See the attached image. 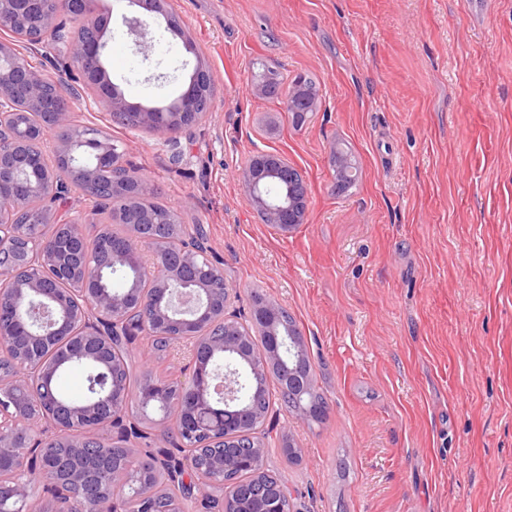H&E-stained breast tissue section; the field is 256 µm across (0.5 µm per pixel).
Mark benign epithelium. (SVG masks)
<instances>
[{"mask_svg": "<svg viewBox=\"0 0 512 512\" xmlns=\"http://www.w3.org/2000/svg\"><path fill=\"white\" fill-rule=\"evenodd\" d=\"M66 7L59 12H44L42 0H0V316L7 314L17 329L0 328V349L7 350L20 364L34 366L37 388L30 387L28 371L0 374V512H46L31 493V461L39 462L45 485L50 487L58 507L53 512H126L125 490L142 502V512H155L153 499L157 488L144 476L135 480L103 471L92 476L83 460L99 457L106 445L87 437L120 423L129 407L127 386L119 382L123 338L144 331L150 337L163 336L175 347L185 339H196L193 346L191 387L168 388L155 380L136 392V414L150 419L148 409L156 404L185 409L191 419L178 430L189 436H207L209 441H224V414L218 407L243 400V374L254 375L277 361L288 349L284 334L276 328L282 307L259 298L252 323L263 331L266 346L255 344L250 330L241 329L224 316L230 295H217L208 279L192 273L200 256L181 244L180 234L158 238L137 226L126 234L125 245L111 248L112 261H93V245L85 234L80 216L58 219L47 207L69 186L71 175L94 177L88 164L93 157L101 162L117 154L111 136L99 131L74 141L50 137L38 130L26 136L17 117L24 111L52 113L55 128L71 124L76 96L59 92L48 102L45 89L52 79L39 70H31L21 61L16 39L26 18L42 17L51 33L66 9L78 5L77 21L83 28L97 31L87 42L67 37L66 56L99 86L100 99L116 116L137 113V124L169 132L197 107L198 82L206 66L197 61L189 82L181 94L163 107L129 103L107 78L105 51L108 45L109 14L99 8V0H61ZM135 10L123 15L122 23L137 49L148 51L150 27L156 15L164 12L162 0H129ZM285 99L300 113L299 124L310 120L308 113L319 107V93L295 80L284 88ZM61 165L31 179L26 157L43 155L48 141ZM336 175L357 179L359 166L346 152H336ZM283 156L273 152L252 154L242 170V182L251 206L264 223L287 235L307 218V197L288 189L286 196H273L269 185L291 182ZM135 183L136 200L142 201L154 187L137 173L116 166L113 184ZM38 197L45 207L39 223L52 224L54 230L37 236L35 245L21 253L17 250L18 224L27 212L29 196ZM153 252V260L145 253ZM51 258L54 275L32 273L33 267ZM120 266L130 267L128 286L119 290L106 284L109 274ZM62 281L76 285V291L58 288ZM194 327L193 335L187 329ZM90 370L88 396L69 403L54 393L59 374L69 365ZM263 444L253 440L247 460L224 454L208 458L204 466L192 459L173 461L156 457L152 465L166 471L173 493L161 512H185L186 494L178 489L179 473L184 467L197 473L203 489L214 490L223 498L224 512H279L276 500L253 487L228 477L235 465L264 468Z\"/></svg>", "mask_w": 512, "mask_h": 512, "instance_id": "obj_1", "label": "benign epithelium"}]
</instances>
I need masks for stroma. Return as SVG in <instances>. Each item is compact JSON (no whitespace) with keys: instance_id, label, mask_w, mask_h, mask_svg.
<instances>
[{"instance_id":"stroma-1","label":"stroma","mask_w":512,"mask_h":512,"mask_svg":"<svg viewBox=\"0 0 512 512\" xmlns=\"http://www.w3.org/2000/svg\"><path fill=\"white\" fill-rule=\"evenodd\" d=\"M106 4V69L129 102L176 97L196 60L210 70V111L175 133L114 121L96 96L72 118L200 225L227 316L258 294L295 319L329 414L266 417L265 467L291 512H512V0L478 26L466 0H167L183 34L157 19L146 56L127 0ZM268 69L315 82L310 121L255 93ZM338 146L359 165L344 194ZM262 150L308 186L307 221L285 236L242 183ZM129 353L166 380L192 374L190 343L156 352L139 335Z\"/></svg>"}]
</instances>
